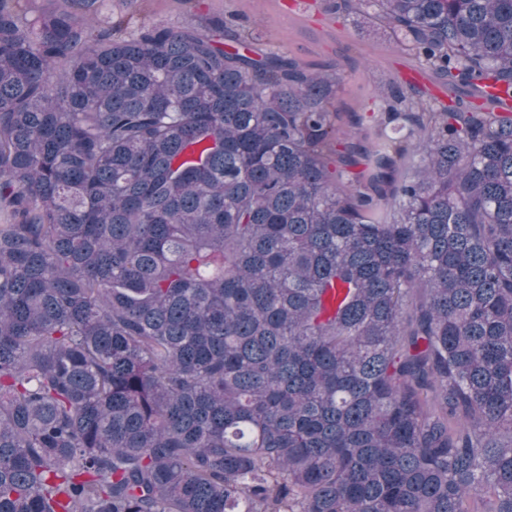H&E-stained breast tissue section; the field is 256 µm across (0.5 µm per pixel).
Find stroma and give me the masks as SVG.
Wrapping results in <instances>:
<instances>
[{"instance_id":"stroma-1","label":"stroma","mask_w":512,"mask_h":512,"mask_svg":"<svg viewBox=\"0 0 512 512\" xmlns=\"http://www.w3.org/2000/svg\"><path fill=\"white\" fill-rule=\"evenodd\" d=\"M107 0L94 14L96 26H111L117 37L142 24L181 27L224 26V41L240 42L258 54L276 53L310 68L337 75L335 107L342 127L361 124L372 134L403 140L407 129L389 120L390 96L404 95L413 107L442 108V101L402 79L418 60L375 8L335 11L334 0Z\"/></svg>"}]
</instances>
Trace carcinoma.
I'll return each instance as SVG.
<instances>
[{
    "label": "carcinoma",
    "instance_id": "cac0c4a2",
    "mask_svg": "<svg viewBox=\"0 0 512 512\" xmlns=\"http://www.w3.org/2000/svg\"><path fill=\"white\" fill-rule=\"evenodd\" d=\"M354 1L512 92V0ZM70 2L0 0V512H512V114ZM64 0H21V12L27 19L55 12L67 8Z\"/></svg>",
    "mask_w": 512,
    "mask_h": 512
}]
</instances>
